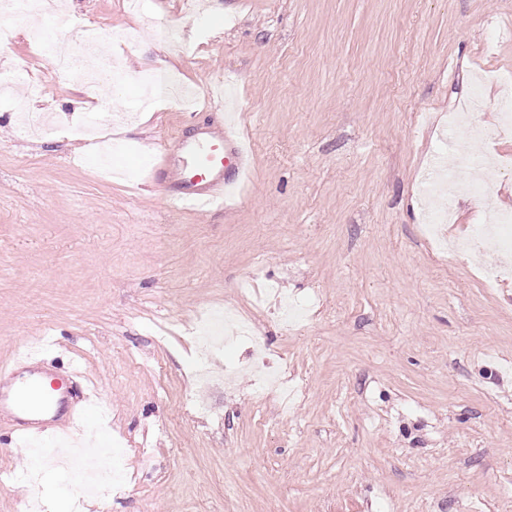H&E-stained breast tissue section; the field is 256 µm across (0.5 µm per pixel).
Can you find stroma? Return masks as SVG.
Masks as SVG:
<instances>
[{"label": "stroma", "mask_w": 512, "mask_h": 512, "mask_svg": "<svg viewBox=\"0 0 512 512\" xmlns=\"http://www.w3.org/2000/svg\"><path fill=\"white\" fill-rule=\"evenodd\" d=\"M82 26H46L54 53L87 34L113 43L123 82L87 93L14 22L0 43V362L29 345L60 377L81 365L102 406L67 433L123 451L124 487L80 497L84 471L31 468L0 413V512L44 495L52 512H512V280L484 285L485 258L439 256L419 184L430 161L512 160V133L461 136L448 114L474 76L512 73V0H68ZM199 95L143 120L148 74ZM231 86L253 165L226 210L169 198L175 149L213 122ZM24 110L52 114L46 140ZM98 113L94 147L66 131ZM164 175L151 177L160 148ZM310 301L284 333L247 288ZM247 315L298 387L258 399L240 343L197 385L198 315ZM206 400L210 412L196 414Z\"/></svg>", "instance_id": "1"}]
</instances>
